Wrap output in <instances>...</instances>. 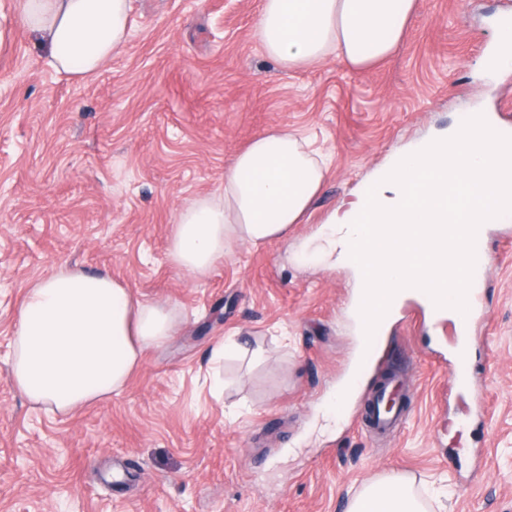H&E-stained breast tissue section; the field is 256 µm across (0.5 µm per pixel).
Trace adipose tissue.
Here are the masks:
<instances>
[{"label": "adipose tissue", "mask_w": 512, "mask_h": 512, "mask_svg": "<svg viewBox=\"0 0 512 512\" xmlns=\"http://www.w3.org/2000/svg\"><path fill=\"white\" fill-rule=\"evenodd\" d=\"M14 18L38 34L58 73L95 74L127 38L129 0H13ZM419 0H263L256 35L286 69L329 58L367 69L391 56ZM328 165L306 138L282 128L254 137L224 172L219 194L178 214L168 254L180 270L205 277L238 242L287 239L304 223ZM176 326L173 311L135 297L106 274L64 265L29 288L19 307L9 376L32 403L72 414L126 385L145 353ZM346 512H425L410 483L367 484Z\"/></svg>", "instance_id": "ef3b65f1"}]
</instances>
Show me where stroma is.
I'll list each match as a JSON object with an SVG mask.
<instances>
[{
  "instance_id": "35a3bbf8",
  "label": "stroma",
  "mask_w": 512,
  "mask_h": 512,
  "mask_svg": "<svg viewBox=\"0 0 512 512\" xmlns=\"http://www.w3.org/2000/svg\"><path fill=\"white\" fill-rule=\"evenodd\" d=\"M261 4L131 0L125 47L85 78L55 72L21 26L0 44V512H345L391 476L427 512H512V217L486 232L469 394L452 386L453 323L409 299L379 332L388 361L337 404L352 274L295 248L393 154L479 113L512 121V67L489 63L512 0H420L396 52L364 71L281 68L255 36ZM274 126L330 158L308 222L192 278L168 257L181 207ZM61 264L177 315L121 393L66 417L29 402L8 365L25 292ZM390 370L407 418L376 436L360 417Z\"/></svg>"
}]
</instances>
